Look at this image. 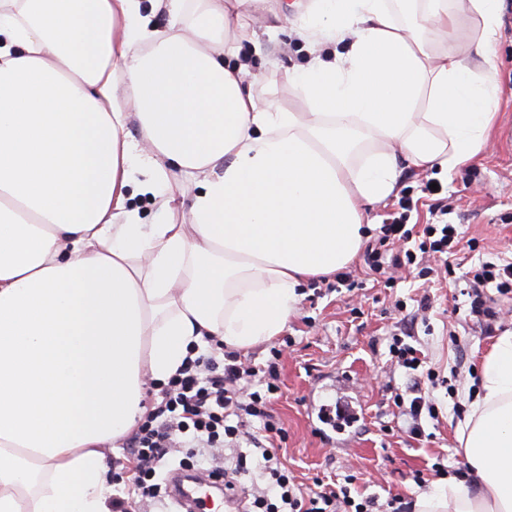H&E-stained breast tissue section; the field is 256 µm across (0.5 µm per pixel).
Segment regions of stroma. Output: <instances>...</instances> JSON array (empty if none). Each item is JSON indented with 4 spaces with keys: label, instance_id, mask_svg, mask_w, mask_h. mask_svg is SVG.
I'll use <instances>...</instances> for the list:
<instances>
[{
    "label": "stroma",
    "instance_id": "1",
    "mask_svg": "<svg viewBox=\"0 0 512 512\" xmlns=\"http://www.w3.org/2000/svg\"><path fill=\"white\" fill-rule=\"evenodd\" d=\"M241 24L255 30L256 43L237 44L236 32L225 37L227 46H241L253 60V90L273 109L305 111L301 96L288 84L290 72L306 64L302 42L288 36L282 18L268 12L243 14ZM497 67L496 123L488 148L450 175L439 168L427 170L401 166L395 196L373 209L367 218L376 225L406 216L409 229L440 220L459 225L480 257L512 250V0H504L497 42L492 50ZM448 207L446 218L435 213L436 204ZM362 288L355 295L326 292L322 280L302 286L303 296L284 330L293 344L280 367V387L272 408L283 422L288 439L280 456L302 491L315 488V479L342 482L354 475L352 495L390 497L414 502L433 482L435 461L449 470L465 463L457 439L459 419L453 413L444 387L432 391L438 418H423L425 439L415 440L397 430L395 393L410 384L404 370L389 371L388 336L399 319L396 300L416 311V285L405 282L388 288L368 275L362 257L347 266ZM434 309L429 330L418 331L411 344L442 377H455L459 393L475 391L481 361L496 340L463 315L454 313L452 290L432 287ZM352 403L360 415L358 430L348 442H330L316 434L311 405ZM423 483H416L414 473Z\"/></svg>",
    "mask_w": 512,
    "mask_h": 512
}]
</instances>
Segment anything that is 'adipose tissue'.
I'll return each mask as SVG.
<instances>
[{"mask_svg":"<svg viewBox=\"0 0 512 512\" xmlns=\"http://www.w3.org/2000/svg\"><path fill=\"white\" fill-rule=\"evenodd\" d=\"M151 2L0 0V512H112L103 447L148 382L271 341L357 255L399 161L450 171L490 141L501 0H302L303 112L261 107L225 45L264 0ZM457 432L478 490L439 479L414 512H512V332Z\"/></svg>","mask_w":512,"mask_h":512,"instance_id":"obj_1","label":"adipose tissue"}]
</instances>
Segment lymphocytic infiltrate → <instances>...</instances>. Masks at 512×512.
<instances>
[{
  "label": "lymphocytic infiltrate",
  "instance_id": "lymphocytic-infiltrate-1",
  "mask_svg": "<svg viewBox=\"0 0 512 512\" xmlns=\"http://www.w3.org/2000/svg\"><path fill=\"white\" fill-rule=\"evenodd\" d=\"M461 238L456 225L428 224L422 238L411 242L402 221L382 225L370 242L364 262L375 279L395 282L400 269L416 268L425 281H447L467 296L466 317L490 330L504 326L500 296L512 293V255L498 254L463 274H456L452 256ZM415 321L404 315L390 337V362L411 379L408 394H395L393 402L409 419L408 432L421 436L422 415L437 418L438 408L429 387L439 380L427 367L407 338ZM282 348H272L267 365L243 361L224 344L215 351L186 359L168 384L159 386V400L150 408L128 446L135 462L133 490L137 496L162 508L164 497L159 473L174 449L196 460L205 475L220 478L229 491V504L247 512H374V498L355 499L348 486H326L306 494L295 485L278 457L277 441L287 438L281 420L271 409V397L279 390V360ZM248 443L242 451L240 443ZM259 473L265 485L242 488L240 477Z\"/></svg>",
  "mask_w": 512,
  "mask_h": 512
}]
</instances>
